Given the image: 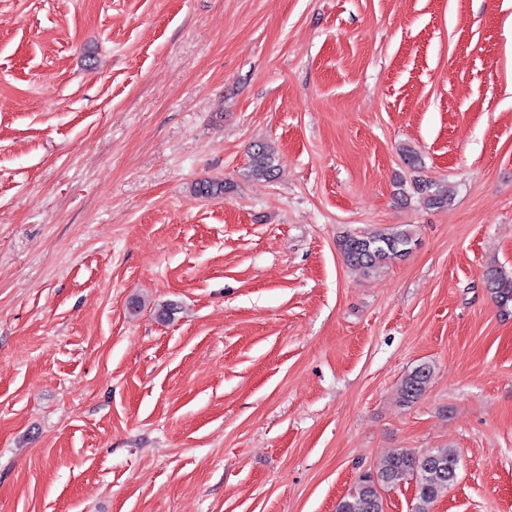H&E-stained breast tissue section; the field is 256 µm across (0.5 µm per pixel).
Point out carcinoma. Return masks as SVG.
<instances>
[{
	"label": "carcinoma",
	"instance_id": "obj_1",
	"mask_svg": "<svg viewBox=\"0 0 512 512\" xmlns=\"http://www.w3.org/2000/svg\"><path fill=\"white\" fill-rule=\"evenodd\" d=\"M275 154L271 147L256 144L251 148L247 176L269 179L276 170ZM414 190L429 209H444L450 204L454 191L425 179L414 181ZM413 242L412 233L403 225L370 236L346 235L338 242L345 262L366 276L382 272L390 263L405 257ZM486 288L503 307L512 302V275L490 267L484 274ZM433 374L428 364L415 366L401 380L396 394L399 402H417L426 391ZM458 455L446 448H437L424 455L401 450L382 459L376 474L360 481L338 503L336 512H383L381 490L393 487L405 479L416 483V503L412 512H431L440 494L456 479Z\"/></svg>",
	"mask_w": 512,
	"mask_h": 512
}]
</instances>
